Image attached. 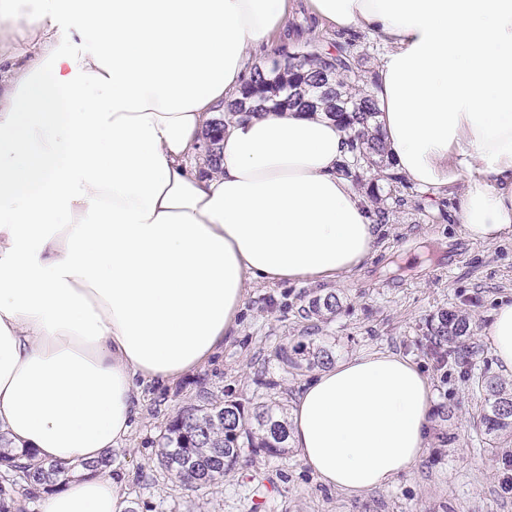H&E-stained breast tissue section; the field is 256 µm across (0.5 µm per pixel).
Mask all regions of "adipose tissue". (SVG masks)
<instances>
[{
	"label": "adipose tissue",
	"mask_w": 512,
	"mask_h": 512,
	"mask_svg": "<svg viewBox=\"0 0 512 512\" xmlns=\"http://www.w3.org/2000/svg\"><path fill=\"white\" fill-rule=\"evenodd\" d=\"M305 2L387 45L370 91L394 172L434 197L467 174L453 221L475 242L512 234V0ZM290 19V0H0V39L32 50L0 52V431L76 469L41 512H123V478L80 463L126 441L141 385L235 335L248 280H336L375 253L325 113L234 118L217 171L187 163ZM486 336L511 373L512 301ZM431 414L415 361L361 352L305 384L290 444L359 495L414 471Z\"/></svg>",
	"instance_id": "ef3b65f1"
}]
</instances>
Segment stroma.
<instances>
[{"label": "stroma", "mask_w": 512, "mask_h": 512, "mask_svg": "<svg viewBox=\"0 0 512 512\" xmlns=\"http://www.w3.org/2000/svg\"><path fill=\"white\" fill-rule=\"evenodd\" d=\"M463 182L441 199L420 197L383 225L375 256L343 279L276 284L248 281L240 327L207 365L178 381L141 391V416L113 471L125 474L127 502L139 512H512V495L500 488L501 463L492 461L472 416L480 403L473 382L458 370L436 368L427 324L443 308L473 319V373L499 368L484 330L500 301H512V236L479 243L464 236L448 216ZM336 293L343 308L314 340L331 346L335 359L389 351L413 359L432 383L433 413L428 450L415 471L359 496L323 486L297 453L258 456L252 466L199 490L184 487L160 468L155 448L178 408L232 391L242 402L266 397L292 409L310 371L289 372L274 350L295 344L308 326L301 310L309 300ZM265 371L277 387L254 382Z\"/></svg>", "instance_id": "stroma-1"}]
</instances>
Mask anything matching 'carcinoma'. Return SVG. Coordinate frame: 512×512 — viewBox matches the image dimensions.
<instances>
[{
    "label": "carcinoma",
    "instance_id": "obj_1",
    "mask_svg": "<svg viewBox=\"0 0 512 512\" xmlns=\"http://www.w3.org/2000/svg\"><path fill=\"white\" fill-rule=\"evenodd\" d=\"M304 55H284L287 64L268 72L253 69L241 90V99L224 105V119L240 114L266 112L271 108H295L301 112H325L336 118L348 135L349 157L340 172L356 184L365 183L376 223L387 224L393 210L387 201L404 179L391 171L393 163L380 126L378 108L370 93L376 76L362 74L363 58L350 46L336 45L326 52L315 46L301 47ZM330 77L336 98H319L307 89L323 75ZM210 163L220 165L219 142L224 123L211 125ZM340 309L339 297L330 293L311 299L302 308L303 317L326 322ZM472 319L463 311L441 309L428 324L440 362L469 364ZM276 359L286 367L308 370L331 363L332 352L310 342L297 347L281 345ZM481 405L478 427L491 452L506 455L501 441L512 440V381L485 371L475 380ZM289 422L276 402H259L247 408L237 400L204 398L201 403L178 410L159 439V465L174 479L193 488H210L224 480L242 462L253 457H280L289 452ZM72 468L59 463L36 461L34 453L19 451L0 433V512H27L15 496L22 491L28 500L63 486Z\"/></svg>",
    "mask_w": 512,
    "mask_h": 512
}]
</instances>
